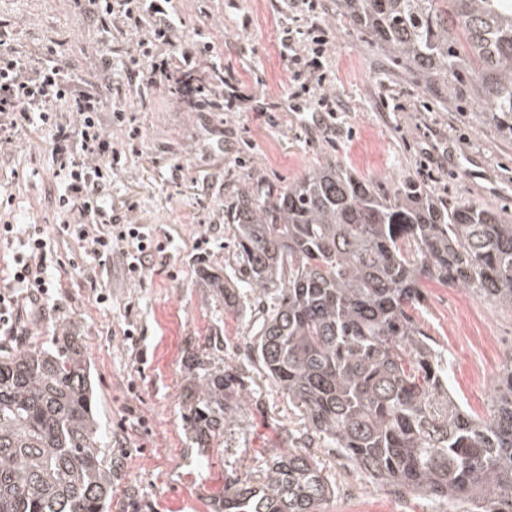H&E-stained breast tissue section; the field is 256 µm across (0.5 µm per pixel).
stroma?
<instances>
[{"mask_svg":"<svg viewBox=\"0 0 512 512\" xmlns=\"http://www.w3.org/2000/svg\"><path fill=\"white\" fill-rule=\"evenodd\" d=\"M179 40L206 28L211 58L233 73L251 100L236 112H193L164 88L148 104L131 94L141 135L136 152L113 169L108 193L126 223L142 224L166 242L141 277L121 258L87 276L93 260L60 235L51 198L53 163L46 134L30 131L0 147V183L14 196L17 224H42L55 245L51 270L60 286L37 322L22 321L9 345L47 344L76 326L94 383L97 411L114 460L110 512H216L224 478L259 483L264 462L288 431L297 408L243 344L257 327L250 310L228 311L201 281L223 273L232 254L224 235V178L258 176L288 183L331 161L373 178L420 177L452 203H487L512 211V141L482 128L478 109L460 114L420 106L419 89L347 28L335 0L315 17L289 0H179ZM26 47L63 43V62L80 76H99L92 49L101 33L72 0H0ZM321 26L328 39L321 68L338 107L315 124L314 97L288 99L290 63L278 40L285 29ZM207 236L208 245L195 240ZM109 294L108 303L97 301ZM420 321L448 354L453 390L468 410L488 417L494 385L512 359V311L460 288L427 283ZM133 336H124V329ZM211 349L216 365L235 364L242 422L195 447L187 427L191 375L187 353ZM336 485L325 512H442L360 476L333 448L314 451Z\"/></svg>","mask_w":512,"mask_h":512,"instance_id":"35a3bbf8","label":"stroma"}]
</instances>
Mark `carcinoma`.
Returning a JSON list of instances; mask_svg holds the SVG:
<instances>
[{"mask_svg": "<svg viewBox=\"0 0 512 512\" xmlns=\"http://www.w3.org/2000/svg\"><path fill=\"white\" fill-rule=\"evenodd\" d=\"M336 11L426 97L512 139V0H336ZM234 268L206 276L224 307H252L245 341L301 412L259 484L224 482L217 512H323L336 486L311 449L336 448L372 482L448 512H512V358L491 413H470L448 356L421 328L426 283L512 309V212L450 204L412 177L330 162L280 184L231 174ZM199 448L238 423L237 369L188 353ZM90 367L78 337L0 353V512H107Z\"/></svg>", "mask_w": 512, "mask_h": 512, "instance_id": "obj_1", "label": "carcinoma"}]
</instances>
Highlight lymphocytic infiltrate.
<instances>
[{
    "mask_svg": "<svg viewBox=\"0 0 512 512\" xmlns=\"http://www.w3.org/2000/svg\"><path fill=\"white\" fill-rule=\"evenodd\" d=\"M100 28L120 24L133 38L120 53L102 46L98 52L104 76L144 73L151 87L176 91L187 108L206 112L212 99L221 108L236 107L235 88L216 90L201 80L202 58L212 52L211 42L178 44L174 0H75ZM311 26L281 42L295 81L294 96L323 85L317 69L327 39ZM110 113L113 125L128 127L126 148L114 147L101 123ZM120 100L91 88L79 90L69 67L60 61V44L53 41L34 51L23 50L10 20L0 18V143H11L27 128L44 131L51 145L57 181L55 208L63 215L59 233L75 240L100 268L121 255L130 276L141 275L161 242L139 224H124L112 213L107 198L112 167L124 149H135L138 130ZM0 244L10 246L8 280L0 285V337L14 336L22 319L38 320L54 291L49 273L51 241L39 224H16L0 217Z\"/></svg>",
    "mask_w": 512,
    "mask_h": 512,
    "instance_id": "1",
    "label": "lymphocytic infiltrate"
}]
</instances>
